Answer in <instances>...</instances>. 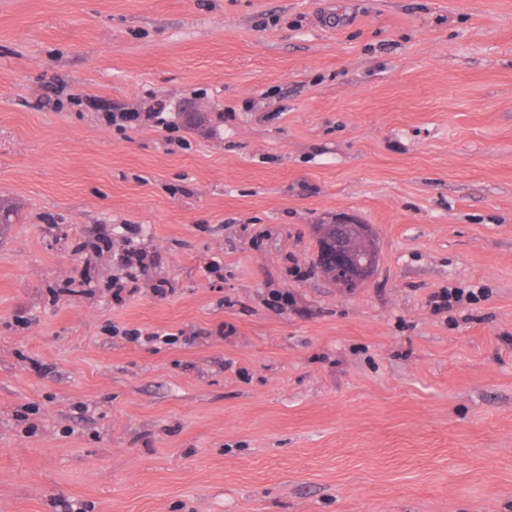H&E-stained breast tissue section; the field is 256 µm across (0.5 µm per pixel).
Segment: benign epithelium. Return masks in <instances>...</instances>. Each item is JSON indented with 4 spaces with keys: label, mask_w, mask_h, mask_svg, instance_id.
Listing matches in <instances>:
<instances>
[{
    "label": "benign epithelium",
    "mask_w": 512,
    "mask_h": 512,
    "mask_svg": "<svg viewBox=\"0 0 512 512\" xmlns=\"http://www.w3.org/2000/svg\"><path fill=\"white\" fill-rule=\"evenodd\" d=\"M336 227L345 230L344 240H332L327 225L318 224L314 233L319 241L316 262L320 269H334L336 287H344L343 278H355L362 273L371 279L377 270L379 247L369 224H360L347 215L334 220Z\"/></svg>",
    "instance_id": "7a95c632"
}]
</instances>
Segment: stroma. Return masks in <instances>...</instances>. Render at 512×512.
Masks as SVG:
<instances>
[{
    "label": "stroma",
    "instance_id": "stroma-1",
    "mask_svg": "<svg viewBox=\"0 0 512 512\" xmlns=\"http://www.w3.org/2000/svg\"><path fill=\"white\" fill-rule=\"evenodd\" d=\"M0 202V512H512V0H0ZM336 224V229L345 230L346 237L343 241L336 238L334 242L329 237L327 225ZM314 233L319 241L316 262L320 264V270L334 268L337 288H345L343 278H354L364 273L366 280L371 279L377 270V256L379 247L376 236L369 224H359L355 219L347 215L336 217L327 224H316ZM345 273V277L342 275Z\"/></svg>",
    "mask_w": 512,
    "mask_h": 512
}]
</instances>
